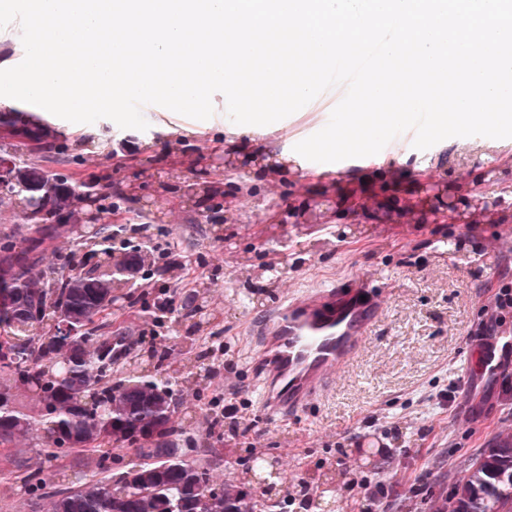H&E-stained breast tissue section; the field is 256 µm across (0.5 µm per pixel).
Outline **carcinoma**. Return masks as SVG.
I'll return each instance as SVG.
<instances>
[{"instance_id":"obj_1","label":"carcinoma","mask_w":512,"mask_h":512,"mask_svg":"<svg viewBox=\"0 0 512 512\" xmlns=\"http://www.w3.org/2000/svg\"><path fill=\"white\" fill-rule=\"evenodd\" d=\"M42 117L31 112L0 110V125L32 124ZM454 185L465 207L469 224L498 223L500 213L489 218L480 205V195L462 193ZM0 195L15 201L19 217L30 223L29 210L47 200L50 211L68 213L72 223L82 220L80 189L68 177L46 169L37 162L18 160L14 180L0 184ZM384 224H423L419 211L407 199L398 197L384 216ZM58 232L50 221L40 236L23 239L34 244L28 267L12 276L8 292L16 297L17 312L0 311V332L6 334L7 351H0V395L12 397L16 384L41 391L46 413L31 419L12 405H0V441L11 442L31 431L43 432L46 442L56 448H76L104 442L115 448L134 447L139 463L116 480L106 477L88 481L57 495L53 512H255L256 504L243 492L210 484L206 464L178 454L171 425L175 411L168 385L173 382L199 384L191 367L183 364L165 379L146 374L116 382L107 390L97 386L110 367L99 356V337L90 328L112 303L109 296L125 288L112 270L145 263L142 250L112 256L106 270L73 272L58 277V297L42 292L49 279L40 269L43 243ZM18 243L0 239V272L12 267ZM61 313L68 323L82 329L81 342L48 335L44 312ZM55 355L56 370L48 372L39 362ZM452 512H512V443L504 441L488 450L458 485Z\"/></svg>"}]
</instances>
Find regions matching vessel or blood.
I'll return each instance as SVG.
<instances>
[{"mask_svg":"<svg viewBox=\"0 0 512 512\" xmlns=\"http://www.w3.org/2000/svg\"><path fill=\"white\" fill-rule=\"evenodd\" d=\"M383 309L382 292L356 282L286 293L263 326L256 358L264 414L285 416L322 396L357 357ZM474 342L485 372L500 368L503 350L512 346L502 335Z\"/></svg>","mask_w":512,"mask_h":512,"instance_id":"vessel-or-blood-1","label":"vessel or blood"}]
</instances>
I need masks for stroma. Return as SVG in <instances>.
<instances>
[{"instance_id": "stroma-1", "label": "stroma", "mask_w": 512, "mask_h": 512, "mask_svg": "<svg viewBox=\"0 0 512 512\" xmlns=\"http://www.w3.org/2000/svg\"><path fill=\"white\" fill-rule=\"evenodd\" d=\"M331 105L308 103L292 115L243 134L241 125L216 112L195 120L157 106L143 108L146 130L120 128L102 118L89 135L73 134L72 122L55 118L68 151L47 169L72 184L100 181L109 212L99 238L80 240L70 228L47 240L43 268L66 271L93 264L101 246L146 250L144 266L129 283L121 310L95 321L111 337L116 356L112 379L130 364L176 368L185 350L175 337H189L209 369L200 387L175 386L172 425L188 457H204L214 485L248 491L253 502H287L288 512H324L317 479H335V512H450L456 487L472 463L498 441L512 442V362L497 373H476L468 338L492 320L487 305L501 280L512 281V220L502 224H371L348 237L352 215L338 208L333 223L292 224L285 236L288 262L282 276L236 270L232 255L249 254L262 265L276 244L260 235L266 204L299 205L328 181L346 194L358 188L384 198L409 196L423 174L480 182L496 170V191L512 201V138H457L426 150L376 154L371 169L318 163L295 145L321 130ZM263 150L287 166L282 192L270 197L260 169L207 180L247 192L240 223L204 224L198 212L179 207L174 192L145 181L143 167H166L179 159L207 157L230 145ZM139 184V197L128 193ZM162 195L164 219L144 214L142 201ZM452 237L461 249L439 256V240ZM170 242L172 257L156 251ZM359 278L386 293V309L353 365L341 372L319 401L275 420L258 403L252 360L261 326L285 288L305 289ZM207 288L203 317L191 316L192 294ZM235 418L215 426L225 403ZM275 459L284 477L274 490L258 484L254 459ZM133 450L52 449L40 433L0 444V512H51L55 492L128 468Z\"/></svg>"}]
</instances>
